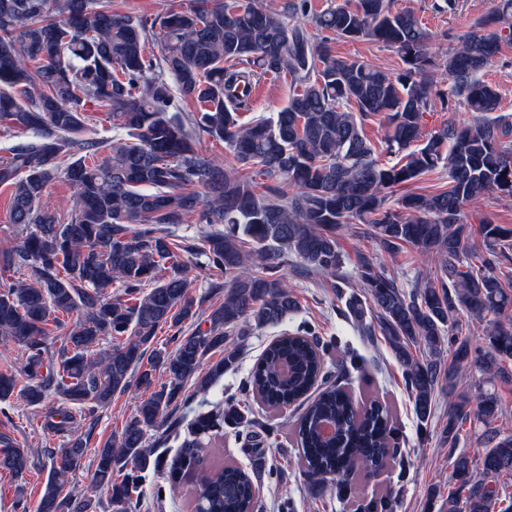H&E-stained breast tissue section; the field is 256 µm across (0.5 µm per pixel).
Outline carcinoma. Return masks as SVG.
Returning <instances> with one entry per match:
<instances>
[{
	"label": "carcinoma",
	"mask_w": 512,
	"mask_h": 512,
	"mask_svg": "<svg viewBox=\"0 0 512 512\" xmlns=\"http://www.w3.org/2000/svg\"><path fill=\"white\" fill-rule=\"evenodd\" d=\"M291 19L256 0H190L148 20L118 13L106 0H0V126L32 133L0 158V182L11 185L9 222L22 237L0 254V345L17 352L20 369L0 371V403L41 410L44 432L64 439L36 512H95L97 501L65 490L84 456L97 411L116 394L138 395L121 432L94 449V487L112 512H132L150 470L164 467L148 447L181 400L185 383L201 391L234 368L239 341L277 327L298 310L281 260L346 283L338 232L349 228L379 250L410 247L421 265L411 288L356 255L360 293L347 302L362 336H381L401 368L422 425L434 396L448 393L440 436L448 444V512H512L503 505L512 479V430L499 424L496 392L465 388L466 372L485 382L512 373V227L481 220L485 249L469 243L464 210L494 195L512 199V120L500 113L498 88L482 75L512 46V0L478 18L453 39L445 59L417 13L395 0H291ZM310 19L328 33L315 42ZM376 41L403 66L387 72L335 55L330 38ZM160 44L159 56L147 43ZM285 73L294 85L287 106L239 122L251 86ZM464 106L466 121L428 133L423 116L434 100ZM203 104L182 111V103ZM105 108L119 138L88 127L85 106ZM386 123L381 163L364 119ZM224 143L235 164L203 152L201 134ZM445 170L437 190L407 189ZM65 180L68 212L51 210L47 189ZM198 218L223 228L198 243L175 228ZM190 259L181 261L180 253ZM208 269L224 302L209 328L182 325L200 312L191 266ZM117 291H112V288ZM75 315L63 336L58 316ZM485 323L483 341L462 332L459 316ZM173 330L169 351L152 346L157 329ZM237 339H231V336ZM60 341L53 348L54 340ZM104 340L110 347L102 349ZM220 352L210 372L206 356ZM325 347L304 329L271 341L253 367L245 393L281 410L304 406L296 426L298 463L320 490L356 493L358 470L376 473L402 455L387 405L363 404L325 367ZM335 424L333 434L322 427ZM477 425L481 453L458 450L463 426ZM247 400L230 397L198 414L167 467L170 486L195 480L197 512H255L256 481L271 435L252 430ZM249 431L252 471L205 463L201 436L224 427ZM28 450L0 435V470L29 471ZM395 499L360 500V512H394Z\"/></svg>",
	"instance_id": "carcinoma-1"
}]
</instances>
